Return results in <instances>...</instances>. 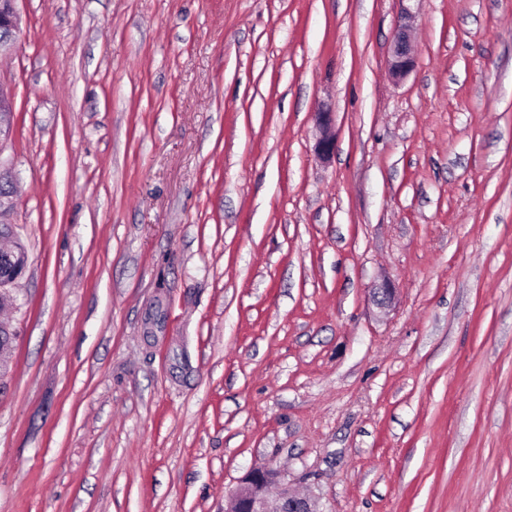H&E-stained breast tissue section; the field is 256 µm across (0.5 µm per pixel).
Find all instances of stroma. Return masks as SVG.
<instances>
[{
    "instance_id": "obj_1",
    "label": "stroma",
    "mask_w": 512,
    "mask_h": 512,
    "mask_svg": "<svg viewBox=\"0 0 512 512\" xmlns=\"http://www.w3.org/2000/svg\"><path fill=\"white\" fill-rule=\"evenodd\" d=\"M17 8L0 512H512V0ZM406 25H401L395 33L394 55L391 62L393 73L398 76L406 75L413 67V59L407 44ZM7 258L4 267V277H1L0 271V301L16 302L13 289L21 277L24 275L28 265V255L25 248L17 242L14 250L1 253L0 256ZM277 486L275 494L272 486ZM231 512H320L307 497L300 496L280 472L255 468L247 472L232 494Z\"/></svg>"
}]
</instances>
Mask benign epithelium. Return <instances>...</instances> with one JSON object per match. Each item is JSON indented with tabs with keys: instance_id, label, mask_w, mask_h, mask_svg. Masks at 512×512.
I'll list each match as a JSON object with an SVG mask.
<instances>
[{
	"instance_id": "7a95c632",
	"label": "benign epithelium",
	"mask_w": 512,
	"mask_h": 512,
	"mask_svg": "<svg viewBox=\"0 0 512 512\" xmlns=\"http://www.w3.org/2000/svg\"><path fill=\"white\" fill-rule=\"evenodd\" d=\"M18 0H0V26L13 32L15 40H0V56L13 53L20 41V16ZM413 67V59L407 44L405 26L395 33L394 55L391 62L393 73L406 75ZM7 263L4 276L0 277V301L16 302L13 289L24 275L28 265L25 248L18 244L4 253ZM231 512H319L307 497L296 493L288 479L280 472L269 468H255L247 472L232 494Z\"/></svg>"
}]
</instances>
